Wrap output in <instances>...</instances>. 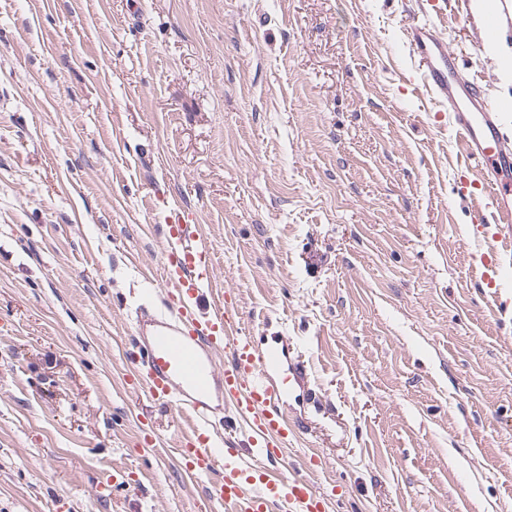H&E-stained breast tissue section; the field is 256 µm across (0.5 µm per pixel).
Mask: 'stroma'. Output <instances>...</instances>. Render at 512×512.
Masks as SVG:
<instances>
[{"mask_svg":"<svg viewBox=\"0 0 512 512\" xmlns=\"http://www.w3.org/2000/svg\"><path fill=\"white\" fill-rule=\"evenodd\" d=\"M415 0H0V512H224L121 347L179 207L243 331L314 391L288 463L329 512H512V267L413 81ZM469 78L512 95V30ZM125 468L138 491H106Z\"/></svg>","mask_w":512,"mask_h":512,"instance_id":"obj_1","label":"stroma"}]
</instances>
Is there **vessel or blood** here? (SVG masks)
<instances>
[{
  "label": "vessel or blood",
  "instance_id": "1",
  "mask_svg": "<svg viewBox=\"0 0 512 512\" xmlns=\"http://www.w3.org/2000/svg\"><path fill=\"white\" fill-rule=\"evenodd\" d=\"M485 2L479 12L473 0H420L422 17L409 27L407 45L420 86L448 114L455 149L479 173L475 213L508 226L512 133L503 116L512 112V97H491L488 84L462 73L444 25L448 9H456L478 54H485L512 26V0ZM161 229L163 290L137 310L124 351L134 361L130 385L185 423L178 460L187 473L208 478L206 501L225 512H327L325 495L310 480L281 469L292 427L288 392H306V366L289 357L287 337L246 334L234 308H204L214 276L211 244L176 209L167 212ZM218 436L254 449L263 466H245L239 457L223 460L213 450Z\"/></svg>",
  "mask_w": 512,
  "mask_h": 512
}]
</instances>
